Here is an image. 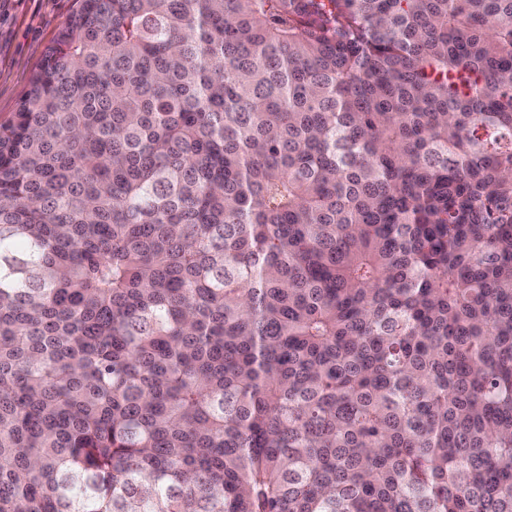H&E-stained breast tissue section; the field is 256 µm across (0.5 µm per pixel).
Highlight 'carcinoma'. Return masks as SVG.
<instances>
[{
  "mask_svg": "<svg viewBox=\"0 0 512 512\" xmlns=\"http://www.w3.org/2000/svg\"><path fill=\"white\" fill-rule=\"evenodd\" d=\"M0 512H512V0H77L0 123Z\"/></svg>",
  "mask_w": 512,
  "mask_h": 512,
  "instance_id": "1",
  "label": "carcinoma"
}]
</instances>
